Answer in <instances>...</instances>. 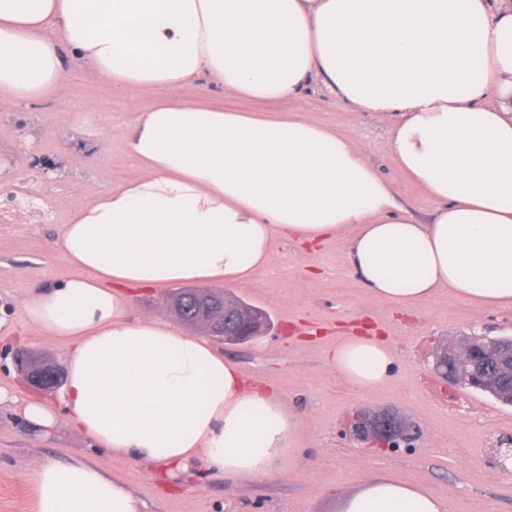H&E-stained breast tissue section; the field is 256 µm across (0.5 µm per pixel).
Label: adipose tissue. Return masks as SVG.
I'll return each mask as SVG.
<instances>
[{"instance_id":"ef3b65f1","label":"adipose tissue","mask_w":512,"mask_h":512,"mask_svg":"<svg viewBox=\"0 0 512 512\" xmlns=\"http://www.w3.org/2000/svg\"><path fill=\"white\" fill-rule=\"evenodd\" d=\"M78 59L112 87L169 100L125 134L138 177L72 204L58 246L76 268L32 292L36 331L65 343L57 399L25 418L59 417L100 449L166 469L230 478L273 474L298 420L248 385L202 337L161 318L132 320L126 291L250 282L276 240L314 254L336 239L378 298L403 308L439 289L486 307L512 303V0H0V93L36 101ZM207 83L225 96L301 101L320 83L390 122L401 170L436 202L427 222L353 141L313 116L178 102ZM366 393L386 384L389 344L352 333L328 353ZM29 512H146L99 464L47 459ZM339 512H445L385 472Z\"/></svg>"}]
</instances>
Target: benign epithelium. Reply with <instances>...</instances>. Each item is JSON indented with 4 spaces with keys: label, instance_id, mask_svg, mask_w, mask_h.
Segmentation results:
<instances>
[{
    "label": "benign epithelium",
    "instance_id": "benign-epithelium-1",
    "mask_svg": "<svg viewBox=\"0 0 512 512\" xmlns=\"http://www.w3.org/2000/svg\"><path fill=\"white\" fill-rule=\"evenodd\" d=\"M205 288L180 291L165 297L167 309L180 316L194 309L196 325L207 335L226 342L244 341L262 334V318L258 313L243 314L231 306L227 298H210ZM15 361L24 368L31 387L52 394L59 387L61 370L55 365L33 359L21 348ZM434 367L441 378L453 386L472 388L512 406V338L481 341L474 336L463 338L454 346H444L434 353ZM370 439L386 448L409 441L413 429L390 411H381L371 419Z\"/></svg>",
    "mask_w": 512,
    "mask_h": 512
}]
</instances>
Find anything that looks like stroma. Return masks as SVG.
<instances>
[{"label":"stroma","instance_id":"obj_1","mask_svg":"<svg viewBox=\"0 0 512 512\" xmlns=\"http://www.w3.org/2000/svg\"><path fill=\"white\" fill-rule=\"evenodd\" d=\"M64 84L63 94L34 103L0 98V165L13 185L34 186L50 204L43 223L18 214L0 224V387L16 395L0 404V512H28L32 474L42 460L75 457L100 463L146 502L148 512H336L338 496L378 469L448 502L450 512H512V473L498 467L494 453L497 439L512 436V406L446 385L432 356L436 346L466 335L512 337V306L488 309L452 299L443 289L396 311L350 270L343 243L334 239L308 258L293 244L276 241L269 265L251 283L228 291L267 312L271 331L245 343H214L226 360L276 390L298 420L277 472L231 479L197 466L173 490L155 467L99 452L67 424L37 438L22 413L30 389L13 353L22 347L61 363L66 348L29 328L26 299L74 276L57 248L72 203L138 176L123 137L140 112L168 96L160 88L113 89L76 61L69 63ZM180 100L283 120L312 114L368 154L417 220H426L435 206L399 169L389 123L351 111L322 85H312L301 103L266 106L204 84L186 89ZM44 166L52 170L51 181L39 175ZM353 327L376 331L396 355L391 380L369 394L352 390L327 362V351ZM381 410L407 419L417 429L415 438L398 448L356 439L355 416Z\"/></svg>","mask_w":512,"mask_h":512}]
</instances>
